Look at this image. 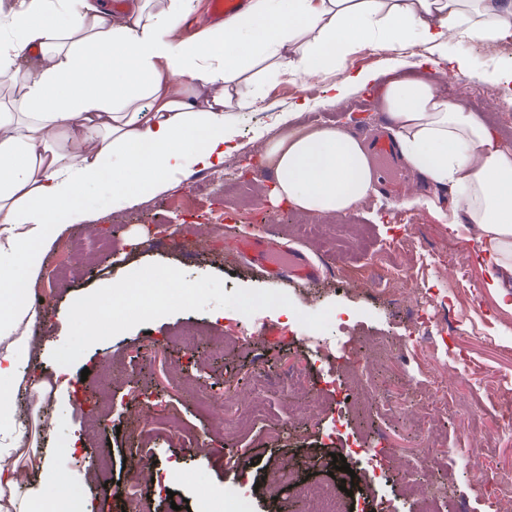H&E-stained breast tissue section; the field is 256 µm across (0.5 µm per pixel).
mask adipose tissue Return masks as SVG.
Instances as JSON below:
<instances>
[{"label": "adipose tissue", "instance_id": "ef3b65f1", "mask_svg": "<svg viewBox=\"0 0 512 512\" xmlns=\"http://www.w3.org/2000/svg\"><path fill=\"white\" fill-rule=\"evenodd\" d=\"M194 0H137L106 20L99 0H10L0 7V85L21 90L0 106V512H93L96 490L65 498L64 478L37 448L14 406L40 408L49 382L31 364V328L44 312L31 300L45 254L81 214L86 192L112 183L122 207L178 178L223 165L236 150L230 108L255 109L249 70L324 82L333 107L368 76L333 79L332 61L360 43L379 51L421 40L438 52L419 66L470 73L449 55V37L512 40V0H249L200 38L174 41ZM37 55L35 69L18 63ZM395 147L427 181L461 203L448 230L471 234L485 286L499 294L512 275V149L462 101L424 82L389 83L381 94ZM275 177L271 198L294 210L340 216L378 186L365 143L333 126H285L261 154ZM38 483L19 494L17 473Z\"/></svg>", "mask_w": 512, "mask_h": 512}]
</instances>
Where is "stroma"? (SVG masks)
<instances>
[{"label": "stroma", "instance_id": "obj_1", "mask_svg": "<svg viewBox=\"0 0 512 512\" xmlns=\"http://www.w3.org/2000/svg\"><path fill=\"white\" fill-rule=\"evenodd\" d=\"M448 50L467 54L474 76H446L415 67V60L429 52L423 43L401 52L357 47L343 66L371 75L372 81L351 88L338 111L322 107L321 83L254 70L252 89L259 108L230 111L240 149L225 157L222 169L195 172L178 187L119 211L112 208L111 185L88 192L81 218L62 231L46 262H57L62 242L71 239L84 243L86 258L70 264L58 287H49L42 277L35 283L52 316L30 331L33 359L53 382L56 395L46 399L40 411L25 403L16 410L47 454L75 446L78 462L57 465L69 479V495L91 484L98 494L95 512H127V499L109 483H126L139 473L143 481L137 512H173L183 504L191 512H221L224 504L241 498L248 512H284L288 505L302 512L304 504L293 492L273 503L256 489V482L285 462L302 477H328L333 456L352 446L416 447L420 403L415 393L408 392V409L402 414L363 406L366 391L405 390L408 376L417 373L421 353L414 348L408 304L324 276L308 284L282 281L260 271L235 243L260 238L294 250L320 268L348 265L359 271L370 251L403 235L404 227L394 215L403 211L404 200L418 196L425 203L413 207L412 213L447 260L439 264L411 252L393 261L417 266L428 295L448 308L447 323L438 324L436 331L448 352L453 403L437 426L435 446L440 453L434 487L442 496V512H493L491 500L499 489L492 484L483 494L473 493L470 450L478 448L495 464L499 449L512 448V432L498 430L497 407L485 396L486 389L495 386L504 402L512 403V309L502 307L484 288L478 243L449 234L448 219L456 206L453 193L415 172L401 187L380 190L343 216L315 217L273 204V174L255 167L284 116L296 125H336L366 141L385 136L387 118L378 97L384 84L394 79L423 80L449 99L464 101L502 145L512 148V94L481 78L512 61V41L452 40ZM301 99L308 100V109L293 112V102ZM213 210L223 212V229L209 224ZM198 238L207 240L206 250H197ZM150 263L177 267L191 281L216 275L228 293L239 287L279 290L291 298L296 311L286 315L276 308L251 316L232 309L179 312L97 343L75 364L58 367L51 353L65 341L68 327L57 320V313ZM327 307L335 313L329 330L307 328L297 317L298 312ZM376 346L401 352V362L377 365L370 359ZM292 360L302 365L312 392L327 408L311 427L305 426L298 400L287 386ZM362 375L369 380V390L360 386ZM225 394L243 401L259 399L263 410L247 427L225 424L224 410L216 402ZM144 395L168 401L177 425L139 439L130 436L141 417L139 399ZM335 405L346 412L338 430L328 412ZM222 440L246 449V457L237 463L226 460L218 446ZM412 467L408 457L394 458L384 467L369 458L354 464L347 507L353 512H377L381 506L389 512H417Z\"/></svg>", "mask_w": 512, "mask_h": 512}]
</instances>
